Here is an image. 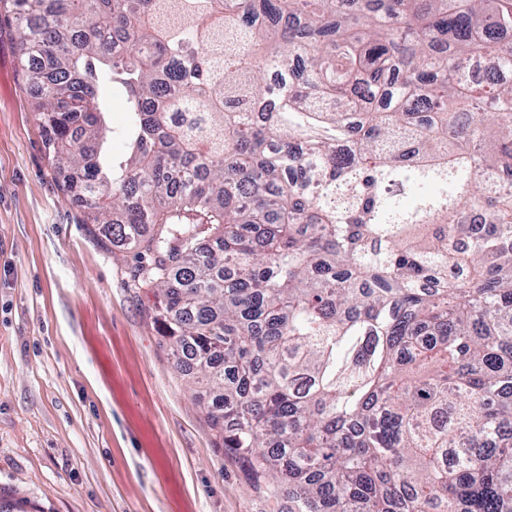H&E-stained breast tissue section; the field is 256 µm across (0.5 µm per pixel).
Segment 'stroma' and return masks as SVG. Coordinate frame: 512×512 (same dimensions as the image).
I'll list each match as a JSON object with an SVG mask.
<instances>
[{
  "instance_id": "obj_1",
  "label": "stroma",
  "mask_w": 512,
  "mask_h": 512,
  "mask_svg": "<svg viewBox=\"0 0 512 512\" xmlns=\"http://www.w3.org/2000/svg\"><path fill=\"white\" fill-rule=\"evenodd\" d=\"M0 23V501L24 512H288L218 449L134 281L48 159Z\"/></svg>"
}]
</instances>
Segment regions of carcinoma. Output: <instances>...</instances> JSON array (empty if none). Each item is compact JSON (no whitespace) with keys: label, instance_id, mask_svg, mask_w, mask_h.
<instances>
[{"label":"carcinoma","instance_id":"obj_1","mask_svg":"<svg viewBox=\"0 0 512 512\" xmlns=\"http://www.w3.org/2000/svg\"><path fill=\"white\" fill-rule=\"evenodd\" d=\"M2 16L48 158L255 483L289 512H512V194L477 184L512 168V0Z\"/></svg>","mask_w":512,"mask_h":512}]
</instances>
